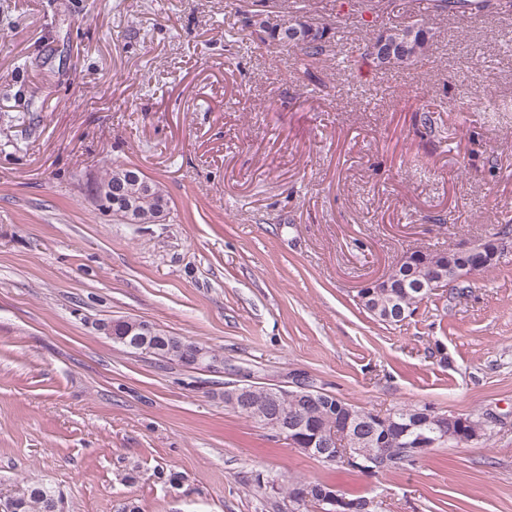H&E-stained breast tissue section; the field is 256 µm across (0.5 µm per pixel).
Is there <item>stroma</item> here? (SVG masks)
Returning <instances> with one entry per match:
<instances>
[{
  "label": "stroma",
  "mask_w": 512,
  "mask_h": 512,
  "mask_svg": "<svg viewBox=\"0 0 512 512\" xmlns=\"http://www.w3.org/2000/svg\"><path fill=\"white\" fill-rule=\"evenodd\" d=\"M338 2L311 14L336 49L321 92L287 48L241 37L237 0H0V499L39 480L66 512H264L255 477L278 473L386 512H512V246L403 323L357 299L404 253L512 221V26L393 0L367 27ZM418 19L434 46L416 67L348 57ZM490 83L508 111H485ZM115 163L163 186L165 220L91 202ZM116 318L224 370L128 353L99 329ZM297 375L383 414H476L486 434L368 476L224 406L225 383Z\"/></svg>",
  "instance_id": "obj_1"
}]
</instances>
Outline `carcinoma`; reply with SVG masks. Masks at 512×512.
<instances>
[{
	"instance_id": "1",
	"label": "carcinoma",
	"mask_w": 512,
	"mask_h": 512,
	"mask_svg": "<svg viewBox=\"0 0 512 512\" xmlns=\"http://www.w3.org/2000/svg\"><path fill=\"white\" fill-rule=\"evenodd\" d=\"M427 9L435 16H473L477 10L481 16L512 15V0H426ZM434 34L430 29L419 24L393 26L378 34V39L385 41L387 52L375 54L371 51L373 39H368L355 49L372 59L374 66L380 70L405 69L427 59L433 51ZM272 42L294 49L296 70L303 78L323 87L317 82L316 72L327 60L331 51V41H318L308 36L300 25L276 23L268 27L260 37L261 43ZM151 199L148 208L159 207L169 210V198L160 183L152 180ZM391 287L381 288L376 292L374 305L378 310L372 316L384 323H394L385 316L386 306L390 301L409 313H414L418 305L430 292L419 293L412 283L419 280L417 271L406 263H397L387 273ZM174 343L168 349L155 353L159 359L167 362L181 363L185 366L191 362L185 358L190 353L191 342L175 336ZM358 407L332 394H323L317 403L299 400L290 392H281L273 399L260 394L252 399L250 408L238 411L256 424L260 425L275 413L284 414L288 418L303 424L313 435L322 438L336 433V447H342V435L350 413L362 412ZM429 407H402L391 411L394 425L389 429L382 447L366 441L361 445L367 453L382 451L385 458L373 465L374 472H388L402 467L406 463L416 461L408 455L405 448L424 431H431L432 425L427 423L426 412ZM256 485L265 495L274 497L277 512H310L321 508L320 496L324 492H334L336 487L323 481H305L295 478H277L261 481L255 479ZM13 512H64V500L60 492L39 482H31L15 494Z\"/></svg>"
}]
</instances>
